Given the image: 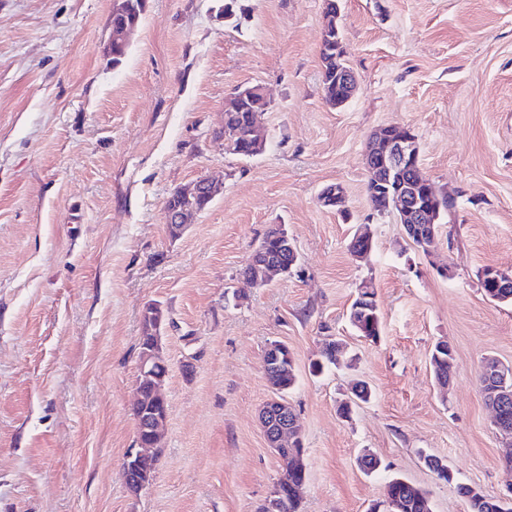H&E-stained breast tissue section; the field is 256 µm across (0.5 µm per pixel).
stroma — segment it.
Masks as SVG:
<instances>
[{
	"instance_id": "obj_1",
	"label": "stroma",
	"mask_w": 512,
	"mask_h": 512,
	"mask_svg": "<svg viewBox=\"0 0 512 512\" xmlns=\"http://www.w3.org/2000/svg\"><path fill=\"white\" fill-rule=\"evenodd\" d=\"M223 3L146 0L116 64L114 0H0V512H256L283 473L258 417L273 342L294 359L302 512H370L395 477L433 512H468L457 484H512L477 382L485 358L512 365V303L480 282L512 268V0H337L358 82L338 109L322 92L324 0H240L230 20ZM256 84L266 148L240 158L218 135L224 100ZM390 123L413 130L423 174L453 199L430 256L367 196L362 157ZM203 177L222 194L171 238L170 193ZM334 184L340 213L318 201ZM273 224L298 261L254 288L241 270ZM361 224L364 261L348 250ZM363 283L374 341L349 321ZM151 302L166 315L168 417L134 495L121 464ZM328 336L349 362L312 372ZM441 340L445 390L430 364ZM357 381L372 397L342 419ZM365 451L381 461L370 475Z\"/></svg>"
}]
</instances>
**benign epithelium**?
<instances>
[{"mask_svg": "<svg viewBox=\"0 0 512 512\" xmlns=\"http://www.w3.org/2000/svg\"><path fill=\"white\" fill-rule=\"evenodd\" d=\"M336 84L343 89V94L336 96V106L341 107L352 97L356 88V79L348 67L338 71ZM249 154H261L267 142L264 128L254 122L250 133ZM364 165L370 173L368 185L386 190L392 200L393 209L401 218L409 239L419 241L430 249L436 241L434 215L436 206L442 201L434 190L429 179L420 172V147L417 136L404 125L392 123L377 130L364 154ZM221 184L203 178L185 189L195 197L202 195L212 201L221 192ZM319 202L330 209L343 211L344 190L336 184L322 189L318 196ZM194 212L185 209L167 208L168 224L181 235ZM278 244L281 253L288 255V261L277 263L262 255L250 258L254 267L251 285L263 287L272 276H286L296 264L298 254L285 228H280ZM372 237L365 230H358L351 244L352 255L362 259L369 255ZM149 322L153 335L151 341L140 352L139 375L156 380L149 398L137 396V401L145 402V407L138 418L137 448L130 450L124 460L123 467L138 474L135 482L127 485L132 493L141 492L149 485L152 473L145 470L148 460L153 458L150 449L159 447L161 429L167 419L168 403L163 393L164 381L168 373L160 350L163 329V309L158 303H148L143 307L141 322ZM293 365V357L287 345L279 342L270 344L264 354V370L270 387L275 396L265 402L261 412V427L270 448L276 450L289 441L302 440L299 420L292 407L288 404L283 388L276 383L277 372L283 367ZM490 404L493 407L494 425L504 428L503 403L512 397V386L508 384V373L502 366L495 368L493 380L489 381Z\"/></svg>", "mask_w": 512, "mask_h": 512, "instance_id": "benign-epithelium-1", "label": "benign epithelium"}]
</instances>
